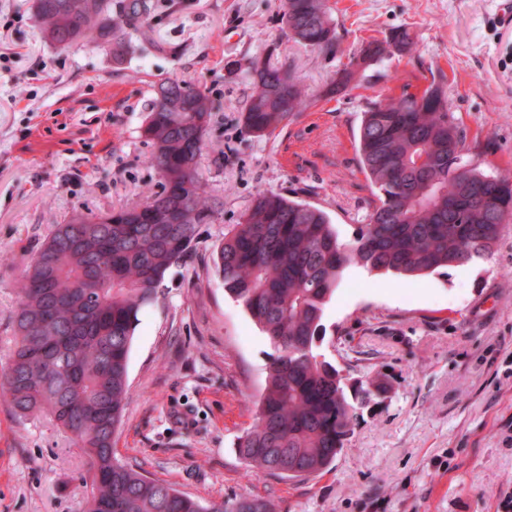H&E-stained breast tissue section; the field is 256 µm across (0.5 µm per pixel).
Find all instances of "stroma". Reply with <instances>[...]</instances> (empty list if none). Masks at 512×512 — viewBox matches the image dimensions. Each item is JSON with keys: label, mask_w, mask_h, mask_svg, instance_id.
I'll return each instance as SVG.
<instances>
[{"label": "stroma", "mask_w": 512, "mask_h": 512, "mask_svg": "<svg viewBox=\"0 0 512 512\" xmlns=\"http://www.w3.org/2000/svg\"><path fill=\"white\" fill-rule=\"evenodd\" d=\"M34 0H0V368L24 265L54 225L159 189L140 137L153 84L178 80L213 103L201 160L221 203L196 252L139 315L116 458L140 464L202 505L261 497L274 512H497L512 488V222L491 256L418 280L342 274L323 323L358 375L387 376L331 470L255 478L239 456L275 350L224 289L212 245L270 189L323 209L351 241L377 205L358 163L361 116L403 84L444 72L471 156L512 175V24L504 0H337L340 51L286 41L284 0H164L123 64L99 47L56 52ZM409 30L412 54L357 67L356 88H325L362 40ZM275 53L315 101L256 138L240 117L250 58ZM92 473L46 415L0 402V512H83Z\"/></svg>", "instance_id": "1"}]
</instances>
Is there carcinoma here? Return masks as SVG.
<instances>
[{"label": "carcinoma", "instance_id": "obj_1", "mask_svg": "<svg viewBox=\"0 0 512 512\" xmlns=\"http://www.w3.org/2000/svg\"><path fill=\"white\" fill-rule=\"evenodd\" d=\"M152 0H35L45 40L58 52L97 44L120 64L131 32L148 23ZM287 39L333 56L341 35L328 0H285ZM409 54L405 30L387 40ZM383 43L362 45L336 72L326 93L344 92L354 62L379 60ZM253 93L243 128L263 137L309 105L307 94L269 55L249 62ZM443 80L420 93L403 87L368 103L357 139L359 162L378 191L369 222L350 242L320 208L259 190L237 224L224 225L213 262L224 290L241 302L276 349L254 423L238 440L250 472L288 480L328 469L364 411L387 392L344 373L327 353L323 312L343 270L421 276L490 255L512 218V178L490 176L465 161L467 130L455 116ZM212 104L180 81L153 89L141 138L159 191L144 202L77 214L55 225L27 263L13 311L16 336L0 401L25 417L44 411L90 458L86 512H273L260 498L203 506L138 465L119 462L112 437L124 411L128 353L138 314L175 267L197 249L200 227L218 203L199 168Z\"/></svg>", "mask_w": 512, "mask_h": 512}]
</instances>
